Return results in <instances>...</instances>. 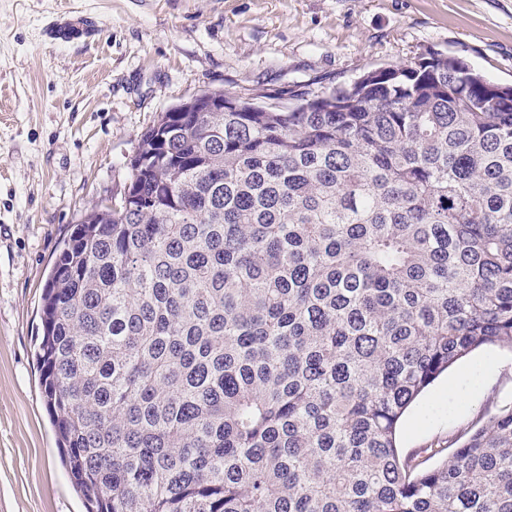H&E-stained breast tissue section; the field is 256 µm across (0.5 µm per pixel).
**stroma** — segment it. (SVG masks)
Returning <instances> with one entry per match:
<instances>
[{
  "instance_id": "stroma-1",
  "label": "stroma",
  "mask_w": 512,
  "mask_h": 512,
  "mask_svg": "<svg viewBox=\"0 0 512 512\" xmlns=\"http://www.w3.org/2000/svg\"><path fill=\"white\" fill-rule=\"evenodd\" d=\"M64 13L96 37L48 41ZM428 48L511 84L512 0H0V512H85L41 386L42 294L73 224L120 200L140 135L205 91L336 84ZM509 403L512 349H477L410 408L399 446L454 450Z\"/></svg>"
}]
</instances>
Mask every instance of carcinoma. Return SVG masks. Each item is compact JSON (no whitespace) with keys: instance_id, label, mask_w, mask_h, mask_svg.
<instances>
[{"instance_id":"1","label":"carcinoma","mask_w":512,"mask_h":512,"mask_svg":"<svg viewBox=\"0 0 512 512\" xmlns=\"http://www.w3.org/2000/svg\"><path fill=\"white\" fill-rule=\"evenodd\" d=\"M139 138L63 241L42 387L86 512H512V406L430 468L397 435L512 348V86L416 57Z\"/></svg>"}]
</instances>
